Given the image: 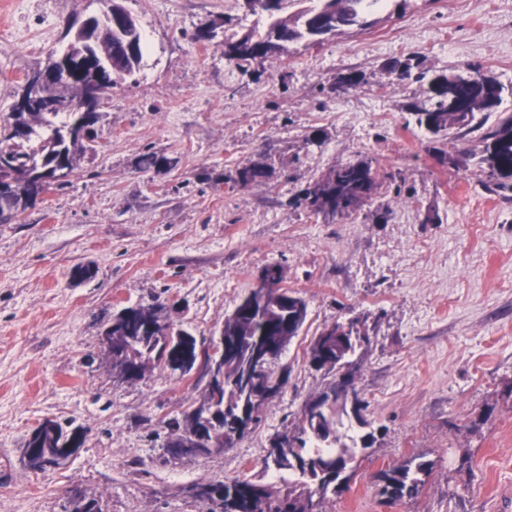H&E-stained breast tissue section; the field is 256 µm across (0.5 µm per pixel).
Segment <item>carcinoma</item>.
Masks as SVG:
<instances>
[{
	"label": "carcinoma",
	"instance_id": "carcinoma-1",
	"mask_svg": "<svg viewBox=\"0 0 512 512\" xmlns=\"http://www.w3.org/2000/svg\"><path fill=\"white\" fill-rule=\"evenodd\" d=\"M251 13L259 14L261 22L224 39V59L242 74L261 76L256 69L267 57L281 52L290 44L306 48L322 43L328 35L344 30L363 32L378 23L375 15L384 11L399 16L410 6V0H315L316 5L295 13L283 15L285 0H251ZM112 35H104L102 45L112 51V71L123 80L140 70L146 52V43L134 18L119 3L112 0ZM89 62H73L59 70L47 86L53 95L70 92L71 81L88 74ZM389 74L400 81L427 84V100L411 103L407 110L416 125L424 129L435 142L429 148L437 158H447L442 145L448 139L469 144V152L478 158L486 170L483 188L489 192L512 190V115L498 113L505 88L494 76L481 67L465 63L461 67L440 74H429L420 67L419 57L412 53L388 62ZM364 75L355 69L336 72L329 91L336 85L353 87L362 83ZM498 114L496 121L485 126V119ZM54 116L41 112H11L0 121V161L18 162L49 173L60 171L58 190L70 184L69 177L77 168L80 156L90 151L82 142L70 136V128L98 125L101 113L68 112L66 119L55 122ZM483 117L477 121V117ZM178 160L149 152L143 155L138 170L162 171L175 167ZM274 170L266 160L259 158L237 168L225 181L233 186L247 188L254 184L268 185ZM381 188L377 169L369 158H361L330 167L327 172L292 198V204L303 207L314 215L334 216L341 210L350 215L363 209ZM26 188L0 191V224L16 220L36 206L28 199ZM283 279H272L267 300L254 303L246 296L224 320L223 335L235 337L228 350L227 360L232 372L224 375V384L234 381L236 388L228 391L202 392V399L178 414L163 418L159 426L165 431L161 447L172 459L189 456L183 435L199 436L194 444L200 456L222 452L235 446L246 433L243 420L258 421L261 412L255 410L252 394L241 385L242 376L255 368L253 338L269 340L288 333L298 336L303 328L308 304L297 293L282 286ZM166 301L156 297L149 303L126 306L112 315L106 323L110 332L127 340L118 355V361L131 371L143 362L152 369L170 370L175 358L172 349H164L159 337L167 325ZM350 417L346 406L331 401L323 410L311 411L306 423L299 425L294 417L288 429L291 442L275 463L264 457V470L295 477L281 478L284 488L251 480L195 483L191 496L199 501L204 512H327L322 504L331 495L347 488L355 470L357 448L367 449L375 442V434L368 432L360 439L350 438V444L341 442L336 425L341 417ZM88 430L82 426H62L54 419H45L29 433L23 448L19 449V463L29 472H43L66 464L86 444ZM428 462L408 460L393 468L379 471L378 487L393 489L388 503L394 504L418 495L424 484L423 476L430 471Z\"/></svg>",
	"mask_w": 512,
	"mask_h": 512
}]
</instances>
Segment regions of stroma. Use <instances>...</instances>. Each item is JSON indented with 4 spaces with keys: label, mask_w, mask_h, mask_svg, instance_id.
<instances>
[{
    "label": "stroma",
    "mask_w": 512,
    "mask_h": 512,
    "mask_svg": "<svg viewBox=\"0 0 512 512\" xmlns=\"http://www.w3.org/2000/svg\"><path fill=\"white\" fill-rule=\"evenodd\" d=\"M151 43L112 88L95 153L65 189L0 224V512H65L70 488L104 512H199L184 487L248 478L269 441L331 381L305 352L328 325L366 321L358 351L364 416L376 441L328 512H512V191L487 192L461 148L456 166L428 152L406 106L426 97L395 80L391 58L414 53L429 73L481 65L512 84V0H412L398 19L303 51L287 46L261 78L229 69L224 38L255 17L244 0H121ZM103 0H0V117L20 86L65 47L67 24ZM212 27L217 35L198 39ZM365 81L324 90L336 70ZM325 130L322 146L307 133ZM175 158L142 173L139 158ZM265 153L272 186L228 192L224 179ZM370 157L399 178L360 214L332 220L289 199L335 164ZM92 279L74 280L75 265ZM283 267L308 317L285 350L284 392L235 448L163 460L158 421L198 400L179 376L153 371L116 385L100 351L119 308L183 299L174 324L219 335L259 271ZM88 428L78 456L33 474L18 450L43 419ZM433 462L419 495L382 503L374 476L412 456Z\"/></svg>",
    "instance_id": "1"
}]
</instances>
